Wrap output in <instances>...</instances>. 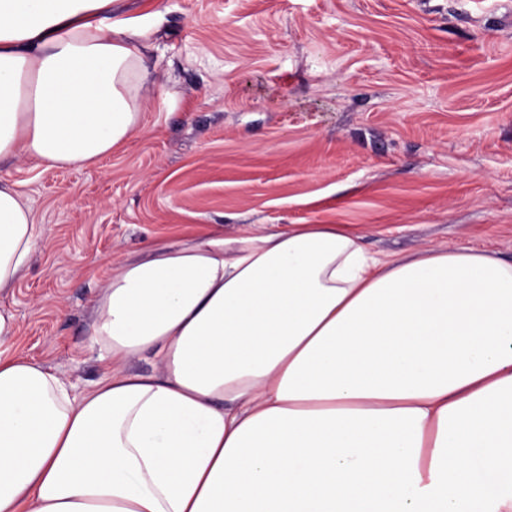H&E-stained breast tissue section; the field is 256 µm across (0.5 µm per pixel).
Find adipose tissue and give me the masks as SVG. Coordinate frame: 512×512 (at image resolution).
I'll list each match as a JSON object with an SVG mask.
<instances>
[{
  "label": "adipose tissue",
  "mask_w": 512,
  "mask_h": 512,
  "mask_svg": "<svg viewBox=\"0 0 512 512\" xmlns=\"http://www.w3.org/2000/svg\"><path fill=\"white\" fill-rule=\"evenodd\" d=\"M121 5L0 0V161L135 132L148 35ZM40 233L1 177L0 291ZM92 335L112 369L78 395L0 358V512H512V260L211 228L114 266Z\"/></svg>",
  "instance_id": "adipose-tissue-1"
}]
</instances>
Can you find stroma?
Instances as JSON below:
<instances>
[{
	"mask_svg": "<svg viewBox=\"0 0 512 512\" xmlns=\"http://www.w3.org/2000/svg\"><path fill=\"white\" fill-rule=\"evenodd\" d=\"M147 32L140 123L98 163L0 165L42 234L0 292V352L74 392L113 265L220 227L346 224L372 254L512 259V0H125Z\"/></svg>",
	"mask_w": 512,
	"mask_h": 512,
	"instance_id": "35a3bbf8",
	"label": "stroma"
}]
</instances>
